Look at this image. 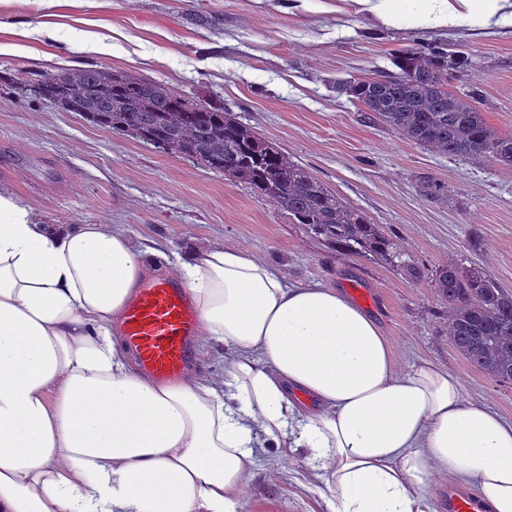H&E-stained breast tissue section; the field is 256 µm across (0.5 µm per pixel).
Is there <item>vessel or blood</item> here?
I'll return each mask as SVG.
<instances>
[{
  "instance_id": "obj_1",
  "label": "vessel or blood",
  "mask_w": 512,
  "mask_h": 512,
  "mask_svg": "<svg viewBox=\"0 0 512 512\" xmlns=\"http://www.w3.org/2000/svg\"><path fill=\"white\" fill-rule=\"evenodd\" d=\"M200 327L188 290L158 279L138 289L122 316V332L140 370L150 378L182 376L193 364V344ZM448 512H481L478 499L460 490L445 497Z\"/></svg>"
}]
</instances>
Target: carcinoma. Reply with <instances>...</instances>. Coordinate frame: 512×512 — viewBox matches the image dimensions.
Masks as SVG:
<instances>
[{
	"instance_id": "cac0c4a2",
	"label": "carcinoma",
	"mask_w": 512,
	"mask_h": 512,
	"mask_svg": "<svg viewBox=\"0 0 512 512\" xmlns=\"http://www.w3.org/2000/svg\"><path fill=\"white\" fill-rule=\"evenodd\" d=\"M471 58L441 45L418 44L396 53L392 72L344 82L364 118L450 158L490 157L512 166V136L487 122L473 98L448 90V71ZM32 95L168 153L203 161L248 185L294 224H306L327 244L351 255H379L412 281L425 271L379 225L329 191L281 149L258 137L217 99L185 101L164 83L90 66L30 72ZM435 288L452 318L448 340L475 369L512 383V293L490 274L446 265Z\"/></svg>"
}]
</instances>
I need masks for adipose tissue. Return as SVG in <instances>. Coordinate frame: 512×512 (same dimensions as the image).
Instances as JSON below:
<instances>
[{
  "mask_svg": "<svg viewBox=\"0 0 512 512\" xmlns=\"http://www.w3.org/2000/svg\"><path fill=\"white\" fill-rule=\"evenodd\" d=\"M350 2L386 26H512V0ZM147 275L120 227L36 224L0 191V512H240L271 441L319 473L333 512H424L436 474L512 512V422L432 361L400 372L340 291L209 247L181 276L226 379L157 383L119 330Z\"/></svg>",
  "mask_w": 512,
  "mask_h": 512,
  "instance_id": "obj_1",
  "label": "adipose tissue"
}]
</instances>
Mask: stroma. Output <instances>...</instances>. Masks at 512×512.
Returning a JSON list of instances; mask_svg holds the SVG:
<instances>
[{"mask_svg": "<svg viewBox=\"0 0 512 512\" xmlns=\"http://www.w3.org/2000/svg\"><path fill=\"white\" fill-rule=\"evenodd\" d=\"M0 0V186L33 222L118 224L143 246L177 255L234 244L289 279L343 293L392 342L400 367L425 359L457 372L468 402L512 421V385L471 367L448 342V305L434 286L443 265L479 267L512 291V168L453 160L364 122L342 81L392 70L394 54L445 42L470 67L448 87L474 94L488 123L512 135V28H383L336 0ZM104 66L215 93L260 137L396 239L424 267L414 282L383 260L356 257L294 224L249 186L203 164L113 134L27 95L21 72ZM447 192L422 195L421 177ZM323 481L303 463L261 449L241 512H330Z\"/></svg>", "mask_w": 512, "mask_h": 512, "instance_id": "1", "label": "stroma"}]
</instances>
